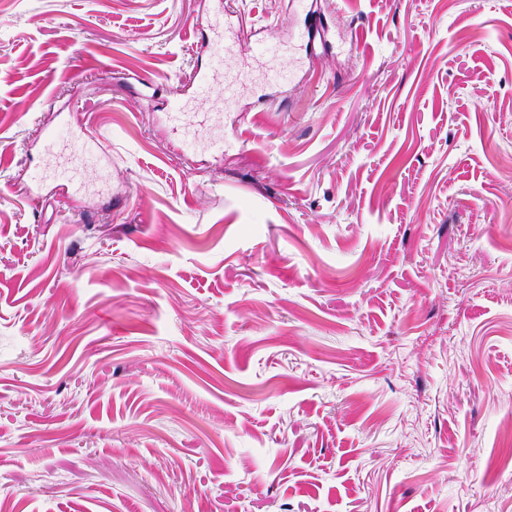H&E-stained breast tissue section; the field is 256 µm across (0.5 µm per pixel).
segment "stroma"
<instances>
[{"label":"stroma","instance_id":"1","mask_svg":"<svg viewBox=\"0 0 512 512\" xmlns=\"http://www.w3.org/2000/svg\"><path fill=\"white\" fill-rule=\"evenodd\" d=\"M221 1L0 0V512H512V0ZM213 15L197 22L193 29L198 37L200 53L207 58V65L195 74L194 92L188 101H180L171 113V121L179 127L185 136L195 135V127L210 121L211 116L199 107L211 101L218 89L224 90L221 105L224 107L237 101L247 85L240 79V70L230 67L231 60L237 55V42L227 33L234 29L227 15ZM285 51V46L280 41L263 43L255 50L253 60L258 66L261 79L265 84L278 86L291 81V70L285 71L278 63ZM106 147L104 140H98L96 146H85L80 156H73L70 161L71 179L78 183L83 171L95 164L99 150L103 152Z\"/></svg>","mask_w":512,"mask_h":512}]
</instances>
